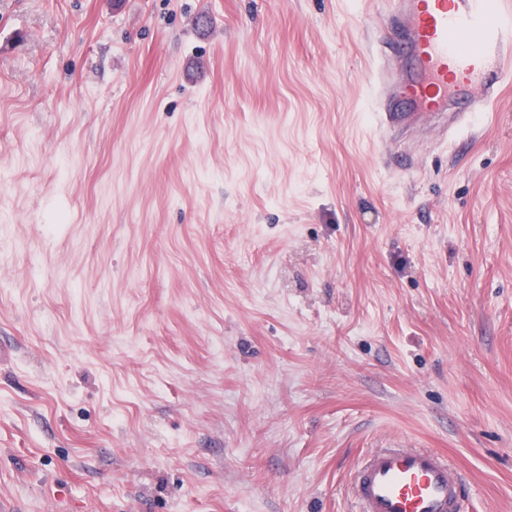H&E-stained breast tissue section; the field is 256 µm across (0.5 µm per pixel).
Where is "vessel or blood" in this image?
<instances>
[{"mask_svg":"<svg viewBox=\"0 0 512 512\" xmlns=\"http://www.w3.org/2000/svg\"><path fill=\"white\" fill-rule=\"evenodd\" d=\"M389 49L407 56L400 92L432 118L479 99L489 110L512 70V0H402ZM466 480L437 452L393 444L368 454L351 480L357 512H462Z\"/></svg>","mask_w":512,"mask_h":512,"instance_id":"vessel-or-blood-1","label":"vessel or blood"}]
</instances>
